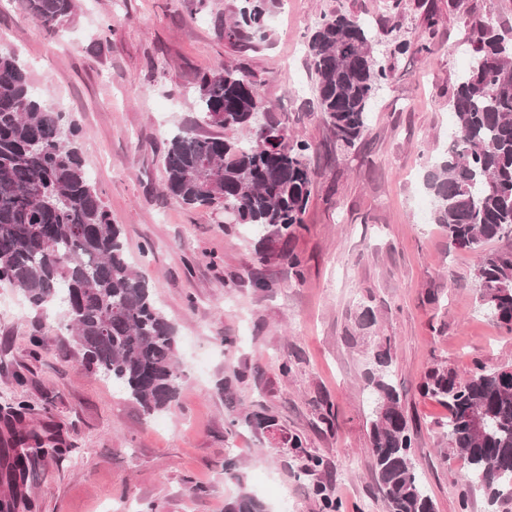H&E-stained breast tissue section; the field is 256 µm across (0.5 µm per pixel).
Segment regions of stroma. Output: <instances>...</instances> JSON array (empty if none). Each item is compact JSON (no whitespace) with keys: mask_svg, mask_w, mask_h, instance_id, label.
<instances>
[{"mask_svg":"<svg viewBox=\"0 0 512 512\" xmlns=\"http://www.w3.org/2000/svg\"><path fill=\"white\" fill-rule=\"evenodd\" d=\"M58 33L31 21L22 0L0 9V49L16 52L37 90L81 129L86 168L127 256L178 328L179 400L146 416L88 370L59 310L37 311L0 284V416L65 446L29 465L31 512H224L241 491L269 512H322L316 486L342 512H387L374 470L368 377L373 353L390 370L413 429L417 472L435 512H512L461 479L448 448L447 409L422 396L434 367L512 363V334L477 310L475 256L422 220L423 176L448 145L450 101L465 71L470 23L493 16L512 31V0H274L266 42L224 38L239 0H77ZM439 23L433 54H398L424 19ZM365 22L388 79L362 143L336 147L318 108L306 40L322 16ZM238 65L261 82L268 120L312 144L303 260H257L258 238L222 211L166 194L164 151L199 128V77ZM272 281L254 288L253 278ZM242 379L234 399L216 382ZM254 411L270 429L242 423ZM301 448H292V437ZM269 448L274 460L256 461ZM239 464V479L224 473ZM322 459L312 468V459Z\"/></svg>","mask_w":512,"mask_h":512,"instance_id":"35a3bbf8","label":"stroma"}]
</instances>
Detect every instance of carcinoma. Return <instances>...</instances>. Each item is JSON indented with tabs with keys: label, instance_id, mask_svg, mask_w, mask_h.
Segmentation results:
<instances>
[{
	"label": "carcinoma",
	"instance_id": "carcinoma-1",
	"mask_svg": "<svg viewBox=\"0 0 512 512\" xmlns=\"http://www.w3.org/2000/svg\"><path fill=\"white\" fill-rule=\"evenodd\" d=\"M28 16L57 26L76 12L77 0H23ZM270 0H244L224 24L230 42L267 38ZM435 15L426 34L400 44L401 53L431 54ZM473 56L452 97L449 145L423 177L432 223L448 240L477 254L474 277L479 309L512 333V249L484 245L512 234V36L493 19L474 22ZM318 106L339 145L353 146L365 132L373 101L386 79L368 26L346 15L323 16L308 43ZM204 122L224 134H173L165 156V189L185 205L210 204L260 236V258L273 243L303 227L311 195L307 155L312 146L292 140L278 123L259 122L266 107L258 82L242 67L226 65L199 83ZM79 128L33 89L14 53L0 50V283L19 289L31 308L58 307L88 367L102 373L153 416L177 402L182 370L176 359L177 327L157 306L129 263L122 228L86 171ZM369 379L374 396L371 453L389 512H434L412 461V437L384 348L374 354ZM422 393L449 412L448 445L462 455V480L495 503L512 495V366L478 365L460 376L434 367ZM485 433L474 432L476 410ZM12 453L0 457L5 512L18 508L27 479L23 459L46 440L6 417ZM224 512H267L241 492Z\"/></svg>",
	"mask_w": 512,
	"mask_h": 512
}]
</instances>
